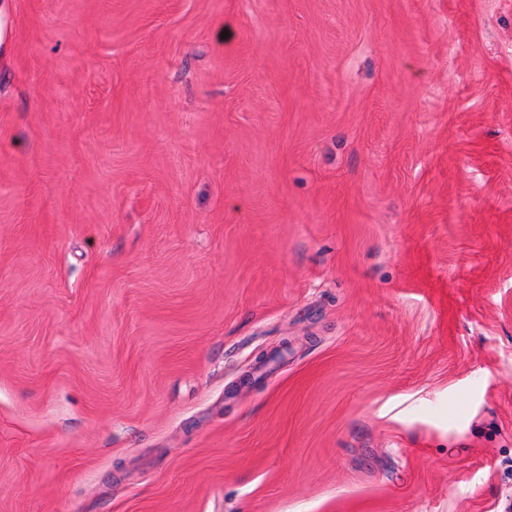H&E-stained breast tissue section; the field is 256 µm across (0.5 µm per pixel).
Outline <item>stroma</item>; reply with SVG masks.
Returning a JSON list of instances; mask_svg holds the SVG:
<instances>
[{
  "instance_id": "obj_1",
  "label": "stroma",
  "mask_w": 512,
  "mask_h": 512,
  "mask_svg": "<svg viewBox=\"0 0 512 512\" xmlns=\"http://www.w3.org/2000/svg\"><path fill=\"white\" fill-rule=\"evenodd\" d=\"M512 0H0V512H501Z\"/></svg>"
}]
</instances>
